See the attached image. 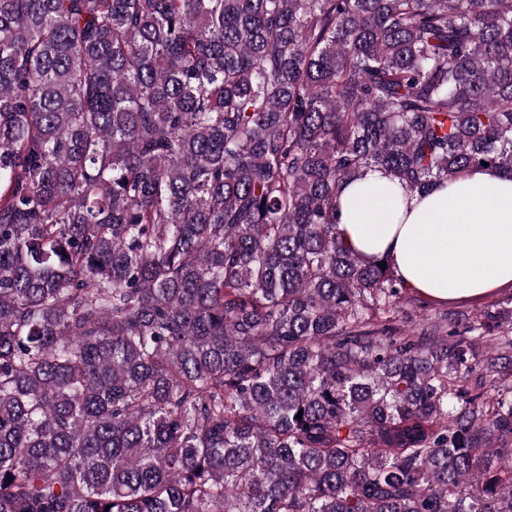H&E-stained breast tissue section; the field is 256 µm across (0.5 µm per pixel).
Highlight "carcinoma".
Listing matches in <instances>:
<instances>
[{
    "label": "carcinoma",
    "instance_id": "cac0c4a2",
    "mask_svg": "<svg viewBox=\"0 0 512 512\" xmlns=\"http://www.w3.org/2000/svg\"><path fill=\"white\" fill-rule=\"evenodd\" d=\"M483 161L512 0H0V512H512V298L339 229ZM512 295V290H505L497 292L491 296H489L486 299H483L481 301L476 302H470V301H461V302H455V303H447V304H436L432 303L428 299L419 296V295H410L414 297L421 298L422 301L425 302L423 304L425 306V312L429 315L434 316L435 313L442 310H448V311H459L462 313L468 320L472 318L479 310L483 309L484 306H486L489 302L500 299V298H510Z\"/></svg>",
    "mask_w": 512,
    "mask_h": 512
}]
</instances>
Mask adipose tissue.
<instances>
[{
  "instance_id": "obj_1",
  "label": "adipose tissue",
  "mask_w": 512,
  "mask_h": 512,
  "mask_svg": "<svg viewBox=\"0 0 512 512\" xmlns=\"http://www.w3.org/2000/svg\"><path fill=\"white\" fill-rule=\"evenodd\" d=\"M340 229L363 256L389 257L411 291L439 302L512 288V179L484 167L407 193L378 171L350 181Z\"/></svg>"
}]
</instances>
